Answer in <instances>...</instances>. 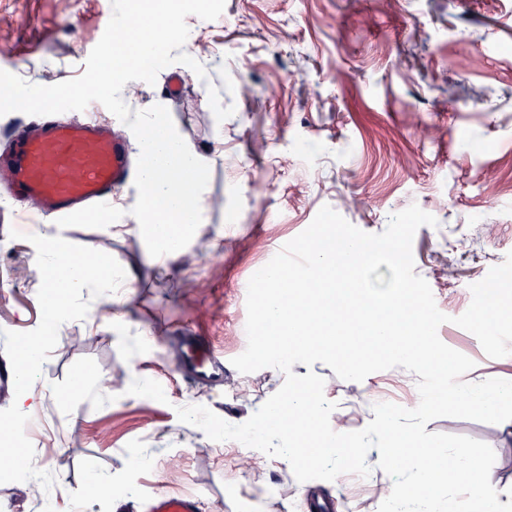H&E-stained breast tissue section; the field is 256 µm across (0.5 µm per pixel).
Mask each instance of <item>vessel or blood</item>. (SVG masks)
Segmentation results:
<instances>
[{"instance_id":"obj_1","label":"vessel or blood","mask_w":512,"mask_h":512,"mask_svg":"<svg viewBox=\"0 0 512 512\" xmlns=\"http://www.w3.org/2000/svg\"><path fill=\"white\" fill-rule=\"evenodd\" d=\"M131 174L125 144L106 127L86 119L43 116L36 123L17 126L0 150V197L31 204L45 216L106 208ZM180 354L189 381L223 382L224 359L203 337L182 336ZM144 512H202V499L158 493L147 499Z\"/></svg>"}]
</instances>
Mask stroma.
<instances>
[{"label": "stroma", "mask_w": 512, "mask_h": 512, "mask_svg": "<svg viewBox=\"0 0 512 512\" xmlns=\"http://www.w3.org/2000/svg\"><path fill=\"white\" fill-rule=\"evenodd\" d=\"M111 15V0H0V70L40 85L78 77ZM186 23L196 35L184 50L208 63L207 81L176 63L155 85L122 91L134 111L161 102L210 160L205 221L179 255L152 263L136 232H113L136 202L130 183L107 223L91 210L47 218L0 200V367L5 331L41 319L29 235L57 230L133 276L123 310L95 299L84 320L60 327L25 429L35 467L55 482L42 494L0 484V512H141L158 492L198 493L204 512H304V487L343 512H377L393 486L385 472L302 484L289 463L234 452L176 409L203 405L242 423L280 388L266 370L232 365L247 347L245 285L325 205L368 233L412 204L435 216L412 251L449 317L438 336L474 361L468 379L512 381V364L453 322L471 284L512 251V0H226L218 19ZM172 76L183 80L175 100ZM185 329L226 359L222 385L193 386L178 371L173 338ZM313 370L337 405L333 426L358 430L374 405L371 383ZM426 430L490 445L501 489L512 488L503 424L442 417ZM92 473L109 480L107 492L90 491Z\"/></svg>", "instance_id": "1"}]
</instances>
